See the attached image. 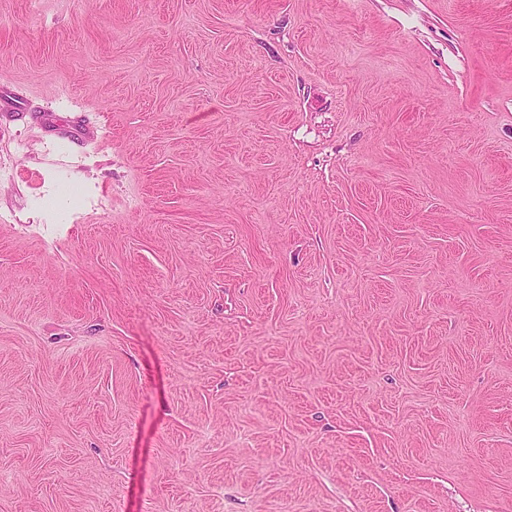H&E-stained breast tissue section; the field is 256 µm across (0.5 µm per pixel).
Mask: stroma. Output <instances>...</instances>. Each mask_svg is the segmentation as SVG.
<instances>
[{
	"mask_svg": "<svg viewBox=\"0 0 512 512\" xmlns=\"http://www.w3.org/2000/svg\"><path fill=\"white\" fill-rule=\"evenodd\" d=\"M0 512H512V0H0Z\"/></svg>",
	"mask_w": 512,
	"mask_h": 512,
	"instance_id": "1",
	"label": "stroma"
}]
</instances>
